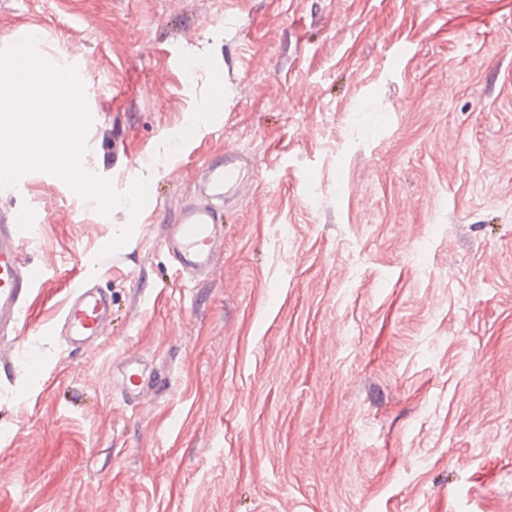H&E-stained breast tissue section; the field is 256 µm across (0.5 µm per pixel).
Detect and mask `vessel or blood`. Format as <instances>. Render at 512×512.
Returning a JSON list of instances; mask_svg holds the SVG:
<instances>
[{
  "mask_svg": "<svg viewBox=\"0 0 512 512\" xmlns=\"http://www.w3.org/2000/svg\"><path fill=\"white\" fill-rule=\"evenodd\" d=\"M243 161V156L232 149L206 160L202 165L205 191L227 200L243 193L248 187L241 175ZM36 220L34 213L20 211L0 221V334L4 336L17 330L25 304L42 278L41 270L27 265L22 254L24 229ZM223 240L214 210L191 205L183 209L175 224L169 225L165 244L179 272L201 275L210 271ZM106 312L103 297L79 285L65 307L63 328L72 339L96 336ZM115 371L127 404L140 405L157 390L158 374L143 359L124 356Z\"/></svg>",
  "mask_w": 512,
  "mask_h": 512,
  "instance_id": "1",
  "label": "vessel or blood"
}]
</instances>
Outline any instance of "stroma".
Segmentation results:
<instances>
[{"mask_svg": "<svg viewBox=\"0 0 512 512\" xmlns=\"http://www.w3.org/2000/svg\"><path fill=\"white\" fill-rule=\"evenodd\" d=\"M32 34L91 92L85 169L151 196L0 189L51 263L0 367V512H512V0H0ZM228 147L253 184L196 281L164 227ZM83 279L111 320L74 351ZM128 352L167 378L136 408Z\"/></svg>", "mask_w": 512, "mask_h": 512, "instance_id": "stroma-1", "label": "stroma"}]
</instances>
